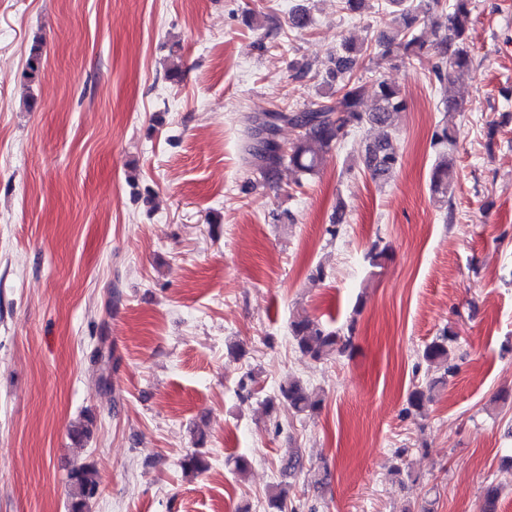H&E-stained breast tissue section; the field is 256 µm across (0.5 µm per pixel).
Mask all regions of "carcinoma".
<instances>
[{"label": "carcinoma", "instance_id": "carcinoma-1", "mask_svg": "<svg viewBox=\"0 0 512 512\" xmlns=\"http://www.w3.org/2000/svg\"><path fill=\"white\" fill-rule=\"evenodd\" d=\"M399 9L389 12L384 28L362 39L349 37L341 44V53L332 58L329 69L330 81L336 90L324 97V101L313 103L302 110L280 108L251 119L253 133L265 128L271 136H277L282 123L296 131V137L288 151L276 149L261 154L251 146L249 154L252 165L262 181L273 183L278 179L280 167L288 164L296 171L310 175L318 166L322 153L329 151L348 133L363 125L379 130V135L364 146L363 163L371 179L387 182L400 166L401 156L393 144L391 131L400 113L407 109V101L398 86L380 79L375 87V105L366 112L362 109L366 94L363 78L354 70L358 58L366 55L380 64L393 61H430V79L442 88L452 80L453 73L469 68L470 15L472 0H453L448 5L444 0H416L402 6L403 0H391ZM430 22L435 40L427 42L421 24ZM42 44L36 42L27 59V77H38L42 67ZM453 125L445 120L437 125L432 144L439 148L430 177L433 196L441 205H448V193L454 183V158L448 154V143L452 142ZM290 332L300 352L313 360H321L341 353L350 344V337L325 327L319 320L306 313L297 314L290 323ZM457 334L452 327L444 328L442 334L425 346L422 358L428 366L443 371V375L455 373L450 363V354ZM436 383L415 389L409 396V408L417 413L425 410L433 399ZM279 397L298 414L314 413L321 407V399L296 379L279 386ZM93 420L88 418L71 425L70 436L81 443L90 438ZM209 468L206 456L200 451L186 455L182 469L187 474L202 473ZM71 486L69 512H89V503L99 490L96 469L89 464L72 468L68 473Z\"/></svg>", "mask_w": 512, "mask_h": 512}]
</instances>
